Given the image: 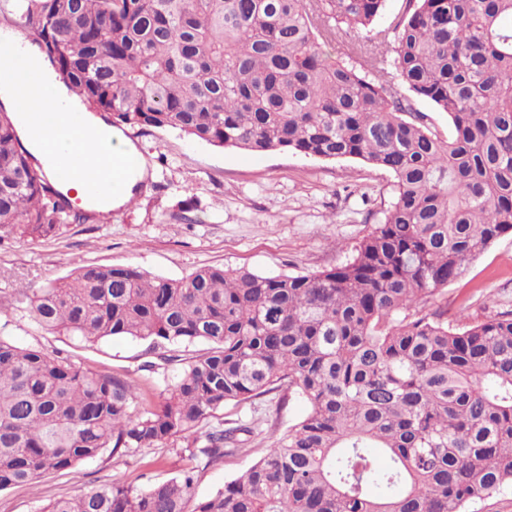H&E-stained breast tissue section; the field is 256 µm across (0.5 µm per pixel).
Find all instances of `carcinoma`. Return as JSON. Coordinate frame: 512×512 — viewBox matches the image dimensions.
Instances as JSON below:
<instances>
[{
	"mask_svg": "<svg viewBox=\"0 0 512 512\" xmlns=\"http://www.w3.org/2000/svg\"><path fill=\"white\" fill-rule=\"evenodd\" d=\"M0 0L60 80L112 127L216 147L357 158L397 196L346 262L309 275L203 266L181 280L80 266L8 304L95 345L140 341L167 363L137 399L120 374L0 337V491L104 453L180 444L189 464L146 489L105 483L39 512H467L512 485V315L462 328L418 305L512 232V0ZM347 39L345 57L324 47ZM396 72L452 122L442 140ZM0 107V232L81 222ZM278 392L306 415L240 477L195 499L199 464L242 450L229 402ZM385 467L374 464L376 452Z\"/></svg>",
	"mask_w": 512,
	"mask_h": 512,
	"instance_id": "carcinoma-1",
	"label": "carcinoma"
}]
</instances>
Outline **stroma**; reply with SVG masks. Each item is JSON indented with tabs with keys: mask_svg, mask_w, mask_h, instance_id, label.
I'll return each instance as SVG.
<instances>
[{
	"mask_svg": "<svg viewBox=\"0 0 512 512\" xmlns=\"http://www.w3.org/2000/svg\"><path fill=\"white\" fill-rule=\"evenodd\" d=\"M146 163L131 202L61 227L37 240L0 233V298L19 287L38 291L78 266H133L182 279L219 265L264 275H306L346 261L384 219L395 197L393 176L355 158L318 159L288 151L252 154L194 141L176 130L124 128ZM456 326L512 312V234L497 239L441 296ZM0 336L63 352L98 372L128 371L138 384L151 379L142 343L115 338L88 347L40 329L29 313L0 312ZM302 399L277 405L271 397L230 403L203 422L200 433L255 419L258 428L241 452L201 470L196 496L204 499L244 473L272 442L306 413ZM179 448L144 455H109L35 484L0 492V512H37L61 496L103 483L139 489L171 478L184 467Z\"/></svg>",
	"mask_w": 512,
	"mask_h": 512,
	"instance_id": "35a3bbf8",
	"label": "stroma"
}]
</instances>
